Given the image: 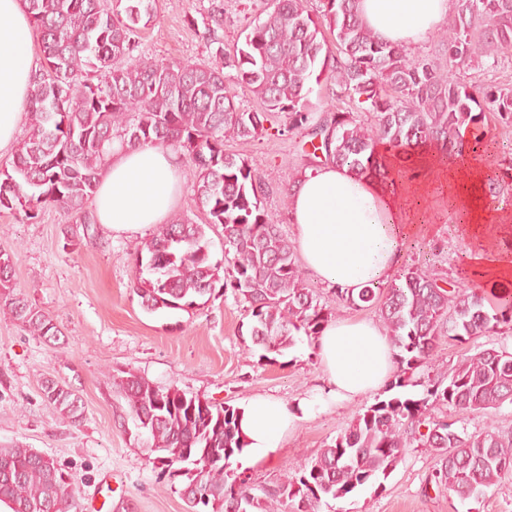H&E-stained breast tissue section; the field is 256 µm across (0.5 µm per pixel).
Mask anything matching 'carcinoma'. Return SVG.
<instances>
[{"label":"carcinoma","mask_w":512,"mask_h":512,"mask_svg":"<svg viewBox=\"0 0 512 512\" xmlns=\"http://www.w3.org/2000/svg\"><path fill=\"white\" fill-rule=\"evenodd\" d=\"M44 63L33 74L28 132L9 168L0 170V211L38 219L47 206L95 223L88 209L97 192L106 148L162 146L187 156L195 203L206 223L179 217L134 245L133 292L144 309L157 298L172 309L201 308L216 288L246 305L247 333L260 358L281 356L305 340L312 346L336 308H376L394 349L397 375L378 398L294 474L266 485L240 479L233 468L245 448L240 408L157 386L132 372L115 379L136 432L149 449L157 478L179 493L188 512H319L384 481L412 445L437 458L436 487L465 499L512 476V435L495 427L468 433L462 415L512 404V353L491 345L461 359L420 395L402 392L405 375L430 363L443 338L458 343L512 330V294L499 296L466 273L447 280L409 265L388 285L358 297L321 296L303 285L294 243L262 203L267 176L224 149L229 140L256 138L273 114L287 131L317 140V165L346 166L390 182L380 148L409 157L435 146L459 162L488 148L484 129L495 119L512 126V88L480 78L483 64L505 62L512 49V0H457L440 42L445 63L385 41L361 21L356 0H267L244 40L222 48L210 63H164L137 57L139 24L153 21V0H26ZM333 35L327 42L323 26ZM260 99L263 112L236 102L224 69ZM328 89L323 103L311 96ZM372 114L357 119L341 104ZM472 129L467 140L462 127ZM489 196L512 194V159L486 182ZM219 226L224 258L214 259L207 230ZM0 267V299L14 320L45 337L56 326L11 287L12 257ZM43 400L70 422L81 399L48 379ZM451 407L460 418L426 419ZM427 431H420L422 424ZM77 487L54 459L20 444L0 446V503L10 512L76 508Z\"/></svg>","instance_id":"carcinoma-1"}]
</instances>
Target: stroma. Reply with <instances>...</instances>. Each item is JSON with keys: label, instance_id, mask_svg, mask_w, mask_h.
Masks as SVG:
<instances>
[{"label": "stroma", "instance_id": "obj_1", "mask_svg": "<svg viewBox=\"0 0 512 512\" xmlns=\"http://www.w3.org/2000/svg\"><path fill=\"white\" fill-rule=\"evenodd\" d=\"M157 18L139 33L138 53L166 62L211 61L217 48L232 49L261 0H156ZM221 8L222 24L210 19ZM279 122L263 134L226 142L227 151L269 174L265 209L292 232L285 191L303 161L298 137L280 134ZM425 222L404 245L402 265H428L458 277L472 247L460 233L461 220L448 200L434 195ZM153 228L117 233L104 224L85 226L58 208H44L37 221L0 212V249L13 252L12 285L58 329L46 340L0 313V445L19 442L51 456L75 480L77 512H187L177 492L159 482L147 451L134 444L133 422L113 376L133 371L159 386L175 385L227 405L242 406L262 394L295 405L321 384L322 366L308 343H298L275 362L250 348L244 306L232 293L216 290L204 308L146 312L132 291L136 267L130 246L151 237ZM512 352V334L481 336L463 343L440 341L437 369L492 343ZM52 379L82 400L75 424L63 422L44 402L41 384ZM367 395L352 404L309 414L287 432L273 462L245 465L252 483L286 476L289 466L316 455L374 403ZM434 456L405 449L402 461L380 492L364 490L321 505L319 512H512V478L479 498L460 499L429 482Z\"/></svg>", "mask_w": 512, "mask_h": 512}]
</instances>
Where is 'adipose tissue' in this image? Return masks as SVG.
<instances>
[{
  "label": "adipose tissue",
  "mask_w": 512,
  "mask_h": 512,
  "mask_svg": "<svg viewBox=\"0 0 512 512\" xmlns=\"http://www.w3.org/2000/svg\"><path fill=\"white\" fill-rule=\"evenodd\" d=\"M451 0H357L358 14L379 37L406 47L423 42L448 20ZM35 69L33 27L25 0H0V151L12 146L28 106ZM393 185L360 177L348 168L327 164L307 172L288 205L300 254L309 271L328 288L356 296L397 271L406 237L416 231L419 213L412 203L434 193L447 196L464 217L461 234L481 242L465 264L481 283L512 286V205L492 206L484 194L482 158L464 166L439 163L431 149L413 156L410 174H402L401 155H386ZM178 199L173 153L159 146L109 148L95 196L99 223L114 232H135L167 221ZM326 390L289 407L255 395L241 408L246 441L241 454L249 464L272 459L285 433L300 416L350 403L377 391L394 371L388 335L371 320L330 323L315 344Z\"/></svg>",
  "instance_id": "obj_1"
}]
</instances>
